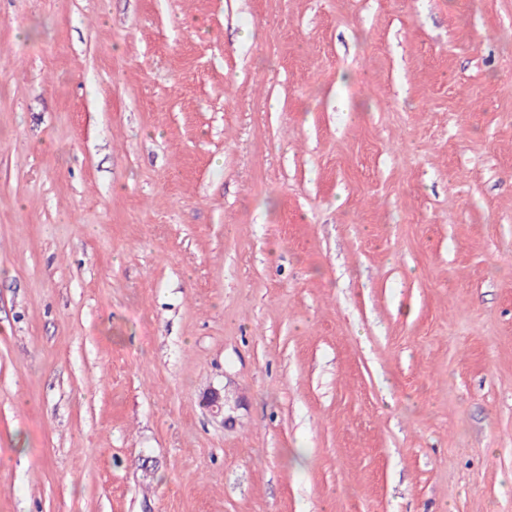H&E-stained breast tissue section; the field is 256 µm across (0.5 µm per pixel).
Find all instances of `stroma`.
I'll return each mask as SVG.
<instances>
[{
	"mask_svg": "<svg viewBox=\"0 0 512 512\" xmlns=\"http://www.w3.org/2000/svg\"><path fill=\"white\" fill-rule=\"evenodd\" d=\"M0 512H512V0H0Z\"/></svg>",
	"mask_w": 512,
	"mask_h": 512,
	"instance_id": "35a3bbf8",
	"label": "stroma"
}]
</instances>
